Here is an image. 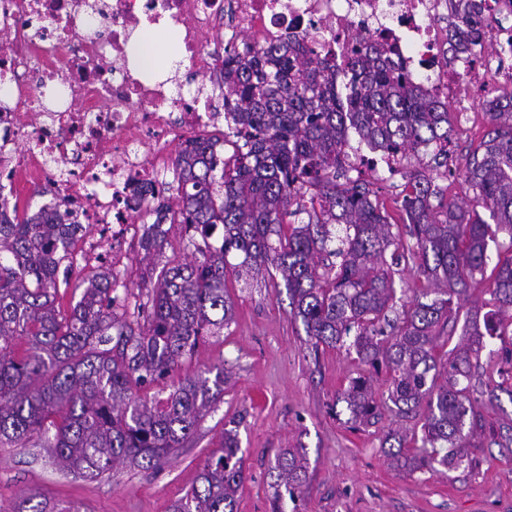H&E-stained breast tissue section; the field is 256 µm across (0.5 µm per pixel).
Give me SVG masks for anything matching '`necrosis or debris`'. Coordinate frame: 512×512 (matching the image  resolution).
<instances>
[{
    "label": "necrosis or debris",
    "instance_id": "obj_1",
    "mask_svg": "<svg viewBox=\"0 0 512 512\" xmlns=\"http://www.w3.org/2000/svg\"><path fill=\"white\" fill-rule=\"evenodd\" d=\"M466 0H0V201L48 181L65 222L95 229L76 250L83 266L119 268L127 238L162 201L167 159L213 127L202 92L173 89L127 64L130 30L166 20L182 33L181 56L205 76L221 74L225 43L260 48L287 36L316 43L344 63L357 35L383 36L428 94L471 103L512 84V57L475 59L454 29ZM490 41L512 43V0H482Z\"/></svg>",
    "mask_w": 512,
    "mask_h": 512
}]
</instances>
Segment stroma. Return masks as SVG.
I'll use <instances>...</instances> for the list:
<instances>
[{
  "label": "stroma",
  "instance_id": "35a3bbf8",
  "mask_svg": "<svg viewBox=\"0 0 512 512\" xmlns=\"http://www.w3.org/2000/svg\"><path fill=\"white\" fill-rule=\"evenodd\" d=\"M490 129L482 111L454 126L451 146L460 164L481 151ZM125 251L128 277L117 294L132 305L145 301L152 271L138 243ZM226 287L234 322L220 335L201 338L164 381L170 388L216 367L230 373L222 400L182 448L154 467L127 463L89 478L59 471L36 444L0 446V512H12L30 494L76 512H171L230 428L244 456L237 512H273L277 504L284 512H512V455L495 443L512 421V400L482 406L484 434L469 439L457 469L408 472L391 463L382 438L391 430L412 434L418 421L388 411L376 424L349 428L335 409L337 393L355 370L345 349L313 351L292 317L287 292L246 287L231 270ZM292 448L305 452L306 479L295 498L281 499L275 464Z\"/></svg>",
  "mask_w": 512,
  "mask_h": 512
}]
</instances>
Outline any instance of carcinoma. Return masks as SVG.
Masks as SVG:
<instances>
[{"label":"carcinoma","instance_id":"cac0c4a2","mask_svg":"<svg viewBox=\"0 0 512 512\" xmlns=\"http://www.w3.org/2000/svg\"><path fill=\"white\" fill-rule=\"evenodd\" d=\"M478 4L466 32L482 46ZM224 121L233 153L201 138L179 151L168 190L176 203L157 211L141 240L144 258L159 256L164 224H179L192 257L165 264L147 302V323L118 312L112 270L94 271L67 288L80 299L58 309L59 271L73 265L71 245L82 224H65L43 208L0 220V445L22 448L36 440L60 469L97 477L117 462L155 466L196 431L221 401L229 372L188 378L162 398L136 394L158 386L191 355L202 336L234 321L225 276L228 257L243 256L244 279L279 287L282 279L312 348L347 346L356 376L336 396L351 428L372 425L394 405L421 423L419 453L398 446L390 458L410 471L451 469L466 439L484 429L479 405L512 400V351L497 358L491 340L512 345V256L496 265L482 319L465 325L451 358L438 339L453 335L451 314L484 275L489 242L498 234L512 249V97L486 101L493 136L462 174L464 195L446 200L432 168L404 172L408 242L393 232L385 205L369 184L351 176L349 130L373 150L404 161L434 147L436 167L447 165L442 145L451 131L448 104L428 97L391 49L359 37L344 62L323 57L305 40L289 38L255 50L224 49ZM489 211L493 224L476 208ZM423 279L403 302L395 268ZM28 349L16 353L17 340ZM488 351L500 383L472 384V369ZM386 375L377 398L373 381ZM289 489L305 477L304 454L290 450L276 466ZM244 480L237 434L224 431L199 473L198 484L172 512H237ZM16 512H71L29 496Z\"/></svg>","mask_w":512,"mask_h":512}]
</instances>
